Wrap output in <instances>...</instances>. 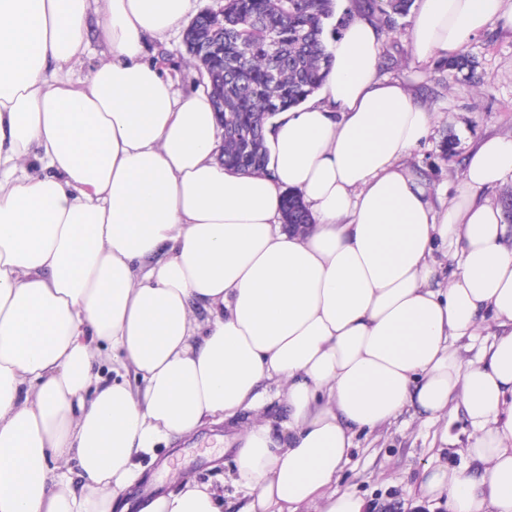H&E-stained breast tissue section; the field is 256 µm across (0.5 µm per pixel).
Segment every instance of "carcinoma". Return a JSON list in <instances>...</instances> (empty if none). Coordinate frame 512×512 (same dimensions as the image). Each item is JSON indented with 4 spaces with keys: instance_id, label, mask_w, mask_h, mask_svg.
Wrapping results in <instances>:
<instances>
[{
    "instance_id": "cac0c4a2",
    "label": "carcinoma",
    "mask_w": 512,
    "mask_h": 512,
    "mask_svg": "<svg viewBox=\"0 0 512 512\" xmlns=\"http://www.w3.org/2000/svg\"><path fill=\"white\" fill-rule=\"evenodd\" d=\"M414 0H379L391 26L410 13ZM335 0H224V61L207 62L211 91L224 99V166L265 171L266 123L299 106L322 84L331 67L325 30ZM281 210L286 224H309L300 196L288 191Z\"/></svg>"
}]
</instances>
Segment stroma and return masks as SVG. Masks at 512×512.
<instances>
[{
	"instance_id": "stroma-1",
	"label": "stroma",
	"mask_w": 512,
	"mask_h": 512,
	"mask_svg": "<svg viewBox=\"0 0 512 512\" xmlns=\"http://www.w3.org/2000/svg\"><path fill=\"white\" fill-rule=\"evenodd\" d=\"M413 18H396L383 30L379 77L402 83L433 116L428 137L412 150L409 163L429 184L455 189L470 152L485 138L512 140V28L490 25L464 45L473 70L450 71L437 62L422 65L412 53ZM147 57L161 60L180 91L201 88L203 77L188 60L181 34L147 39ZM471 426L464 411L447 423L424 424L407 406L393 423L360 433L344 464L337 488L370 503V512H448L446 502L419 500L426 468L449 465L472 469L461 455ZM234 451L224 446L223 425H207L193 436L161 445L140 460L141 475L131 502L177 490L188 477L224 490V512H242L248 499L230 480Z\"/></svg>"
}]
</instances>
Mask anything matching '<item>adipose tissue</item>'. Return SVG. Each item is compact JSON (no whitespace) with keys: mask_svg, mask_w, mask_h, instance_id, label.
Here are the masks:
<instances>
[{"mask_svg":"<svg viewBox=\"0 0 512 512\" xmlns=\"http://www.w3.org/2000/svg\"><path fill=\"white\" fill-rule=\"evenodd\" d=\"M191 9L0 0V512H126L140 456L221 422L244 512H368L342 466L412 403L430 423L464 409L477 466L426 469L421 497L512 512V244L475 198L512 175V140H482L454 196L432 190L406 163L432 114L378 77L379 28L357 15L318 94L278 115L266 172L225 167L208 91L144 57ZM93 12L107 50L74 80ZM495 22L512 27L502 0H421L413 55ZM289 189L312 217L298 232ZM139 510L224 512V494L190 479ZM281 210L284 224H288L289 230L305 228L311 223L310 214L296 192L287 191L283 195Z\"/></svg>","mask_w":512,"mask_h":512,"instance_id":"ef3b65f1","label":"adipose tissue"}]
</instances>
